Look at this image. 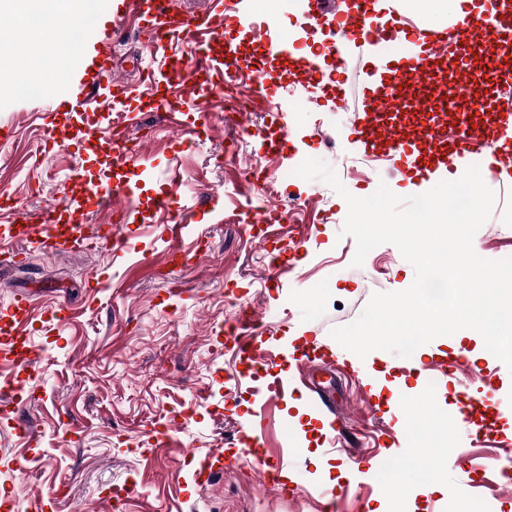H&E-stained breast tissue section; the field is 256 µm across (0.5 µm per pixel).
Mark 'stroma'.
<instances>
[{"label":"stroma","instance_id":"1","mask_svg":"<svg viewBox=\"0 0 512 512\" xmlns=\"http://www.w3.org/2000/svg\"><path fill=\"white\" fill-rule=\"evenodd\" d=\"M99 2L72 59L33 46L11 12L0 11V58L27 80L40 67L61 72L58 91L29 98L0 82V225L19 208L27 218L24 239L0 245V304L39 294L29 324L13 334L26 337L27 356L13 352V336L0 335V385H12L0 394V491L14 498L11 512H319L328 491L344 512H444L445 493L383 476L388 461L419 454L449 492L486 512H512V483L501 475L512 448V372L474 330L435 338L419 358L344 349L332 329L355 321L373 294L408 289L412 265L384 243L353 266L356 241L343 231L348 205L322 180L287 182L281 197L263 201V181L309 156L326 161L359 198L382 183L399 196L427 192L392 165L368 162L354 134L363 93L380 81V44L348 39L341 68L324 58L328 77L345 89L340 102L328 78L312 81L291 68L328 40V26L307 24L306 8L282 7L276 31L293 34L292 55L275 59L246 24L260 0H225L240 57L236 90L187 97L174 125L143 107L152 95L148 74L162 64L149 48L150 25L135 12L115 21L113 0ZM369 8L396 12L424 32L449 22L408 0H370ZM103 49L114 76L136 87L130 117L141 131L131 146L147 162L120 168L131 195L113 196L111 208L85 213L84 222L124 214L116 233L128 250L100 242L54 255L34 246L42 224L73 167L100 166L92 150L46 146L45 124L63 122L61 99L85 97L87 139L106 143L112 98L80 83ZM296 91L313 101L293 114ZM247 98L254 110L242 128L233 109ZM330 139L337 150L326 148ZM493 190L496 204L473 247L497 261L512 257V185ZM297 194L310 204L291 221L271 215L256 223L265 206L283 208ZM161 196L170 209L154 206ZM16 248L22 260L11 257ZM59 303L72 310L62 325L52 317ZM244 317L272 338L275 362L256 375L225 335ZM441 369L447 383L425 388ZM263 402L261 451L270 462L287 451L283 476L263 483L251 468H232L198 486L200 464L252 428ZM472 402L482 411L457 424ZM333 419L343 427L336 444L326 438Z\"/></svg>","mask_w":512,"mask_h":512}]
</instances>
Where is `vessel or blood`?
<instances>
[{
  "label": "vessel or blood",
  "mask_w": 512,
  "mask_h": 512,
  "mask_svg": "<svg viewBox=\"0 0 512 512\" xmlns=\"http://www.w3.org/2000/svg\"><path fill=\"white\" fill-rule=\"evenodd\" d=\"M484 9L468 13L464 21L452 31L444 33H420L405 27L398 19L383 23L375 22L365 11L347 14L337 19L331 0H309V18L314 24H335L346 35H358L387 45L419 40L415 52L396 57L388 71L396 76L404 87L416 88L418 98L413 101L412 112L384 113L380 110V93L372 91L358 111L354 130L369 153H380L390 161L404 155L408 158V170L414 177L428 180L443 172H451L468 162H477L484 174L492 181H500L512 173V108L505 106L500 97V87L512 80L505 73L497 54L488 52L486 44L495 41L502 49L512 45V0H483ZM142 17L148 18L157 28L151 45L157 52L167 53L180 36L206 31L210 39H218L223 28L216 15H190L179 23H172L170 14L172 0H138L135 4ZM453 53L459 72L457 83L452 86V97L446 104H429L433 94V81L440 69L439 61L446 53ZM482 59V71H471L469 63L473 56ZM87 81L91 85H112L114 97L130 94V87L112 82V57L108 52H99ZM482 82L485 90L487 117L476 128L452 131L448 128L449 114H463L471 98L475 82ZM121 185L105 182L91 183L85 189L86 209L103 207L112 201ZM56 216H49L47 225L38 241L41 249L64 254L81 250L86 242L84 233L75 231L68 235L56 233ZM31 300L19 294L0 307V324L15 326L25 323L29 317ZM267 339L259 331L254 319H244L233 333V344L245 357L260 354ZM239 446L232 454L217 450L210 454L199 470L201 481H210L223 466L240 467L256 456L259 444L254 432L238 436Z\"/></svg>",
  "instance_id": "vessel-or-blood-1"
}]
</instances>
